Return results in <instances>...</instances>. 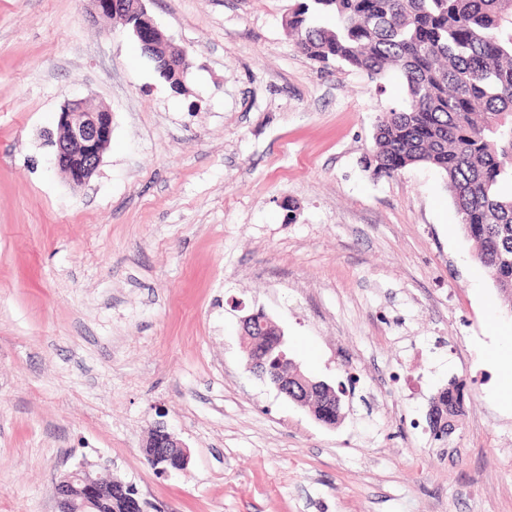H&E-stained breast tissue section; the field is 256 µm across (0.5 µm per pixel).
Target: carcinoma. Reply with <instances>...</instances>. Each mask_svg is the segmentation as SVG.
<instances>
[{
    "mask_svg": "<svg viewBox=\"0 0 512 512\" xmlns=\"http://www.w3.org/2000/svg\"><path fill=\"white\" fill-rule=\"evenodd\" d=\"M330 15L332 27L310 18ZM298 48L312 58L366 72L387 70L402 78L406 105L383 113L376 125L373 172L391 174L425 164L446 178L459 224L477 246L476 258L494 287L512 302V195L500 185L512 180V0H299L288 19ZM161 45L157 71L175 89L184 83ZM274 330L249 341L266 356ZM464 387L448 381L447 401L429 418L462 413ZM98 512H143L129 495L112 492Z\"/></svg>",
    "mask_w": 512,
    "mask_h": 512,
    "instance_id": "1",
    "label": "carcinoma"
}]
</instances>
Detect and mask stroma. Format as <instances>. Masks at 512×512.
Here are the masks:
<instances>
[{
  "label": "stroma",
  "instance_id": "obj_1",
  "mask_svg": "<svg viewBox=\"0 0 512 512\" xmlns=\"http://www.w3.org/2000/svg\"><path fill=\"white\" fill-rule=\"evenodd\" d=\"M295 0H147L191 66L175 93L88 0H0V512H57L88 468L144 512H512V409L490 353L512 304L436 169L373 175L380 79L301 52ZM112 112L73 189L65 102ZM263 310L311 378L355 377L329 427L246 368ZM466 384L446 439L431 398ZM187 447L158 476L156 419Z\"/></svg>",
  "mask_w": 512,
  "mask_h": 512
}]
</instances>
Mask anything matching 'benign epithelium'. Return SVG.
Masks as SVG:
<instances>
[{
  "instance_id": "7a95c632",
  "label": "benign epithelium",
  "mask_w": 512,
  "mask_h": 512,
  "mask_svg": "<svg viewBox=\"0 0 512 512\" xmlns=\"http://www.w3.org/2000/svg\"><path fill=\"white\" fill-rule=\"evenodd\" d=\"M94 13L110 20L123 15L131 16L129 23L133 35L143 50L150 54L158 45L167 40L165 33L154 22L145 7V0H91ZM112 139V112L105 106H93L84 98L68 101L58 117V136L53 140L54 159L72 186H84L96 172L103 155ZM242 336L264 331L273 326L272 321L262 312L246 314L240 318ZM277 350L276 367L251 356L249 346L242 344L246 368L259 377L269 380L277 391L306 407L312 398H322L319 421L333 426L340 416L341 397L334 387L324 381H312L301 371L299 365L285 353L284 333L275 329ZM153 438L160 452L151 457L152 466L159 474L171 470H182L188 462L186 446L168 430L162 422L153 428ZM123 490L129 485L115 480H103L86 469L70 472L62 477L56 486L58 512H90L112 486Z\"/></svg>"
}]
</instances>
